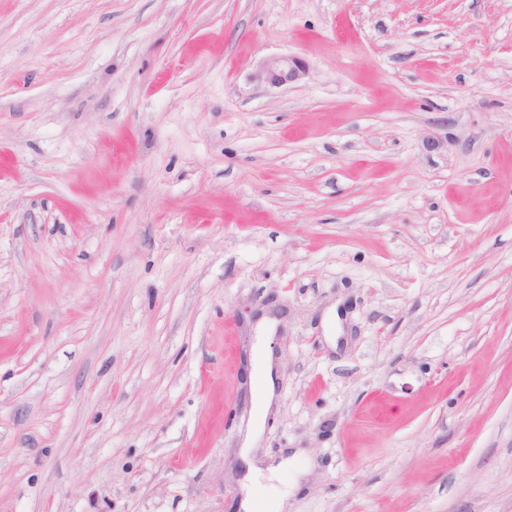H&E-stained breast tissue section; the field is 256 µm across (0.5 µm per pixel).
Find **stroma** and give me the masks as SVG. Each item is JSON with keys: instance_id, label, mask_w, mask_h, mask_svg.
Masks as SVG:
<instances>
[{"instance_id": "obj_1", "label": "stroma", "mask_w": 512, "mask_h": 512, "mask_svg": "<svg viewBox=\"0 0 512 512\" xmlns=\"http://www.w3.org/2000/svg\"><path fill=\"white\" fill-rule=\"evenodd\" d=\"M249 493L512 512V0H0V512ZM306 63L295 56H280L264 61L256 77L271 87H281L301 80L307 73ZM255 378L257 379L262 392L267 399H270L275 392L276 381L270 365V358L265 346V336H261L256 351V370Z\"/></svg>"}]
</instances>
